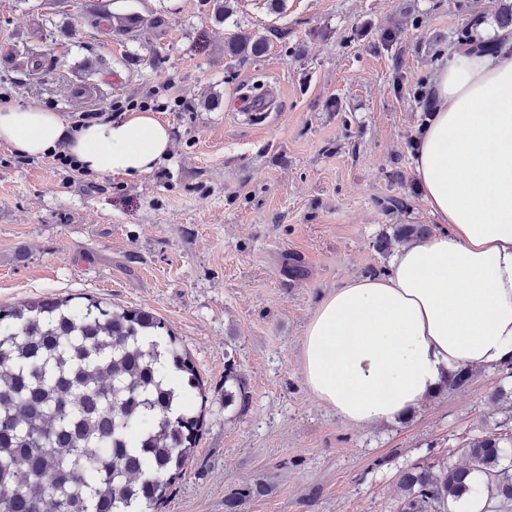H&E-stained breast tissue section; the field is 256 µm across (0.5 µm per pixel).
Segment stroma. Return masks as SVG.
Instances as JSON below:
<instances>
[{"instance_id":"1","label":"stroma","mask_w":512,"mask_h":512,"mask_svg":"<svg viewBox=\"0 0 512 512\" xmlns=\"http://www.w3.org/2000/svg\"><path fill=\"white\" fill-rule=\"evenodd\" d=\"M512 0H0V93L77 120L140 104L173 81L161 113L173 135L150 174L75 177L55 155L22 162L0 145V306L94 298L159 317L205 384L193 463L158 512H397L399 476L417 463L464 464L469 438L512 436L479 369L390 423L349 424L319 403L300 365L320 301L351 276L385 274L381 233L435 225L413 173L430 118L420 84L481 39ZM136 14V38L91 27L102 11ZM265 37L258 57L225 51ZM120 87H113V77ZM275 89L264 124L239 93ZM401 207H393V198ZM233 364L246 410L224 404Z\"/></svg>"}]
</instances>
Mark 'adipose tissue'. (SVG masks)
Returning a JSON list of instances; mask_svg holds the SVG:
<instances>
[{"instance_id":"adipose-tissue-1","label":"adipose tissue","mask_w":512,"mask_h":512,"mask_svg":"<svg viewBox=\"0 0 512 512\" xmlns=\"http://www.w3.org/2000/svg\"><path fill=\"white\" fill-rule=\"evenodd\" d=\"M432 90L413 168L438 231L400 247L386 274L329 292L301 342L311 393L354 425L395 421L459 368L512 362V51L457 50ZM171 142L153 112L75 124L0 107V145L30 157L61 147L90 175L148 174Z\"/></svg>"}]
</instances>
